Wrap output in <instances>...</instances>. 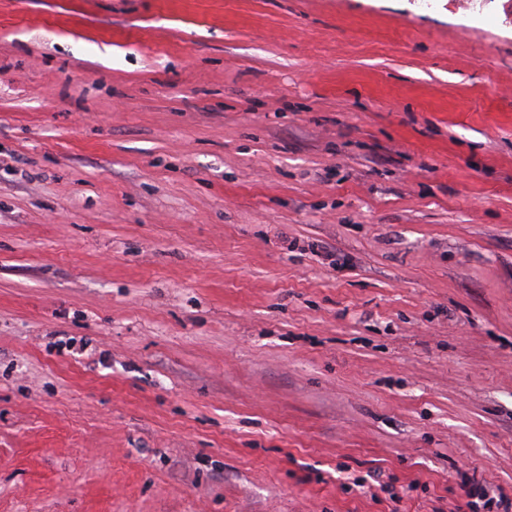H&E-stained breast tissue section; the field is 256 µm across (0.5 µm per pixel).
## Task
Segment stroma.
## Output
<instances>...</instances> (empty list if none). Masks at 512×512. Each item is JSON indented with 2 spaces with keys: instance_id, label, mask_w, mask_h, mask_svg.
I'll use <instances>...</instances> for the list:
<instances>
[{
  "instance_id": "stroma-1",
  "label": "stroma",
  "mask_w": 512,
  "mask_h": 512,
  "mask_svg": "<svg viewBox=\"0 0 512 512\" xmlns=\"http://www.w3.org/2000/svg\"><path fill=\"white\" fill-rule=\"evenodd\" d=\"M468 478L512 499V10L0 0V512Z\"/></svg>"
}]
</instances>
